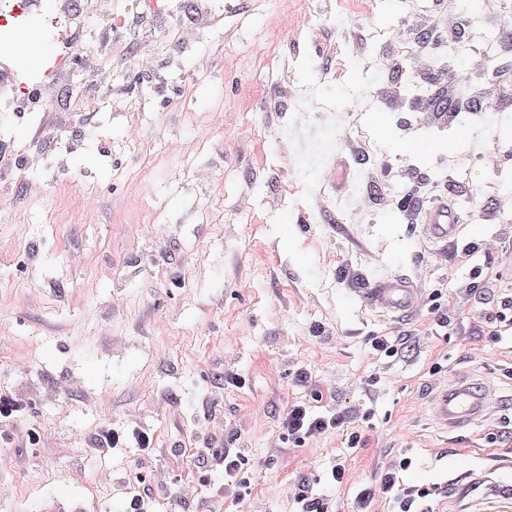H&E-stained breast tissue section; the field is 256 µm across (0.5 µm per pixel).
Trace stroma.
<instances>
[{"mask_svg":"<svg viewBox=\"0 0 512 512\" xmlns=\"http://www.w3.org/2000/svg\"><path fill=\"white\" fill-rule=\"evenodd\" d=\"M156 2L150 14L112 0V14L145 31L163 85L132 84L104 62L111 95L97 111L64 103L0 125L15 151L47 155L41 192L17 183L0 204V389L36 400L19 424L46 433L38 448L0 442V512H122L150 476L164 481L158 512H293L304 480L334 512H353L355 490L399 455L412 459L405 481L430 491L419 512H467L472 497L512 492V308L484 329L473 320L512 298V208L487 188L512 179L500 143L512 118L486 113L480 140L462 123L444 148L412 154L432 117L388 97L407 59L374 37L398 35L414 11L456 14L461 0H220L221 54L202 20L192 46L165 47L158 14L192 16V0ZM303 16L311 31L296 29ZM298 82L323 110L297 111ZM353 88L378 89L377 105L354 102ZM354 122L378 153L345 136ZM334 156L349 165L337 189L323 178ZM460 168L483 208L453 197L464 211L452 257L396 202L447 190ZM390 274L422 297L441 291L447 326L423 307L394 318L365 306L357 289ZM375 336L405 344L379 361ZM301 366L357 417L366 447L333 432L312 449L275 448L279 414L305 395ZM228 369L242 387H225ZM460 379L491 381L506 406L448 434L431 406ZM131 423L153 433L156 456L88 452L100 425ZM225 436L255 471L242 503L218 496L223 474L197 481L195 450ZM340 458L349 483L337 489L327 473Z\"/></svg>","mask_w":512,"mask_h":512,"instance_id":"35a3bbf8","label":"stroma"}]
</instances>
